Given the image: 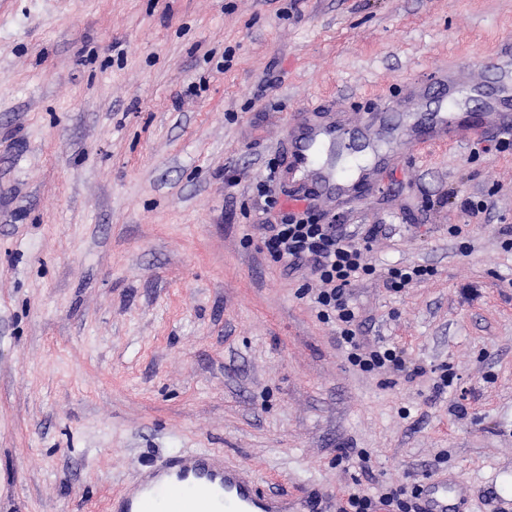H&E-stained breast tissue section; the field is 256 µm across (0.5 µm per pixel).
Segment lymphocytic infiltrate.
I'll use <instances>...</instances> for the list:
<instances>
[{"label":"lymphocytic infiltrate","instance_id":"obj_1","mask_svg":"<svg viewBox=\"0 0 512 512\" xmlns=\"http://www.w3.org/2000/svg\"><path fill=\"white\" fill-rule=\"evenodd\" d=\"M264 243L275 261L282 263L287 273L309 269L320 288L314 298L322 320H336L338 341L348 347V360L364 372L381 369L405 372L406 360L394 348L377 347L363 351L358 332L363 326L351 304L352 290L359 278L376 272L367 259L356 232L347 225L326 222L325 215L313 203L282 214L279 223L263 227ZM420 489L398 487L382 494L379 500L352 493L348 504L352 512H374L376 505L396 507L397 512H421Z\"/></svg>","mask_w":512,"mask_h":512}]
</instances>
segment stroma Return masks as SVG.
<instances>
[{"mask_svg": "<svg viewBox=\"0 0 512 512\" xmlns=\"http://www.w3.org/2000/svg\"><path fill=\"white\" fill-rule=\"evenodd\" d=\"M506 41L512 0H0V512H112L198 449L324 512L449 474L472 512H503L512 148L425 147L335 211L398 225L369 243L377 268L435 271L354 289L367 341L422 368L410 380L348 363L317 281L268 253L256 225L279 217L255 184L307 102L362 123L451 65L489 90ZM468 197L492 198L490 222ZM432 275H434L433 268L417 265L413 267H390L382 274V277L386 288L397 293L412 284L425 281Z\"/></svg>", "mask_w": 512, "mask_h": 512, "instance_id": "1", "label": "stroma"}]
</instances>
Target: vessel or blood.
<instances>
[{
	"label": "vessel or blood",
	"mask_w": 512,
	"mask_h": 512,
	"mask_svg": "<svg viewBox=\"0 0 512 512\" xmlns=\"http://www.w3.org/2000/svg\"><path fill=\"white\" fill-rule=\"evenodd\" d=\"M499 80L491 93H483L469 69L457 66L420 76L402 103L383 102L364 124L363 137L373 154L358 174L339 175L324 167L320 145H333L350 137L345 113L325 110L311 101L296 112L282 143L283 159L277 177L298 185L303 196L318 207L331 209L365 195L378 174L424 147L440 142L464 141L493 131L512 139V45L500 48L491 60ZM448 89L446 105L431 107L428 88ZM481 98L482 110L469 116L458 112V97ZM401 111L399 125L386 121L387 113ZM424 512H467V487L458 477L432 482L422 489ZM308 496L294 500L265 495L250 468L225 465L222 454L209 450L181 452L153 469L140 473L120 497L116 512H311Z\"/></svg>",
	"instance_id": "b4317fda"
}]
</instances>
